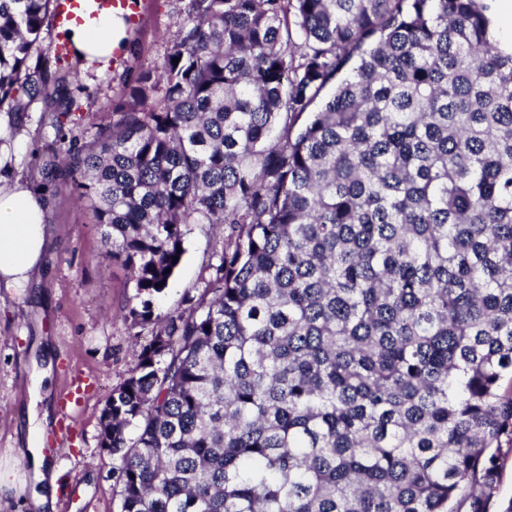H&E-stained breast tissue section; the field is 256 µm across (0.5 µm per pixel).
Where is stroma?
I'll return each mask as SVG.
<instances>
[{
    "mask_svg": "<svg viewBox=\"0 0 512 512\" xmlns=\"http://www.w3.org/2000/svg\"><path fill=\"white\" fill-rule=\"evenodd\" d=\"M185 0H143L139 31L119 64L91 66L65 58L78 71L70 87L74 112L83 115L73 133L80 141L93 137L97 125L109 122L112 106L125 82L140 69L161 61L167 42L183 16ZM26 131L12 158L16 174L38 178L42 149L54 137L43 102L23 114ZM51 222L44 268L28 288L0 287V512H31V469L19 468L30 438L28 412L37 373L50 368L46 403L58 419L76 417L72 443L50 456L57 472L56 512H116L112 495V455L100 448V416L112 388L126 376L132 349L146 343L152 325L133 327L124 320L133 293L126 270L118 262L98 263L100 228L89 211L69 192L49 199ZM219 228L192 225L185 253L165 290L154 301L155 316L196 294L214 262ZM83 375L79 401L64 402L67 381Z\"/></svg>",
    "mask_w": 512,
    "mask_h": 512,
    "instance_id": "obj_1",
    "label": "stroma"
}]
</instances>
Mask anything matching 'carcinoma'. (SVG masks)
I'll list each match as a JSON object with an SVG mask.
<instances>
[{
    "label": "carcinoma",
    "instance_id": "cac0c4a2",
    "mask_svg": "<svg viewBox=\"0 0 512 512\" xmlns=\"http://www.w3.org/2000/svg\"><path fill=\"white\" fill-rule=\"evenodd\" d=\"M492 0H188L93 140L56 0H0V105L55 109L155 323L100 416L118 512H491L512 455V44ZM178 64H173V59ZM192 224L224 227L164 317ZM161 287H156V284Z\"/></svg>",
    "mask_w": 512,
    "mask_h": 512
}]
</instances>
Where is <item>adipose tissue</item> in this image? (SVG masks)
<instances>
[{
    "mask_svg": "<svg viewBox=\"0 0 512 512\" xmlns=\"http://www.w3.org/2000/svg\"><path fill=\"white\" fill-rule=\"evenodd\" d=\"M125 29L121 17L105 10L92 22L69 26L65 38L77 57L105 62L125 50ZM9 134L8 119L0 118V285L7 289L30 285L42 266L49 237L48 200L42 190L14 177L4 144ZM25 454L40 486L31 496L35 512H53L57 485L50 465L38 444H31Z\"/></svg>",
    "mask_w": 512,
    "mask_h": 512,
    "instance_id": "1",
    "label": "adipose tissue"
}]
</instances>
